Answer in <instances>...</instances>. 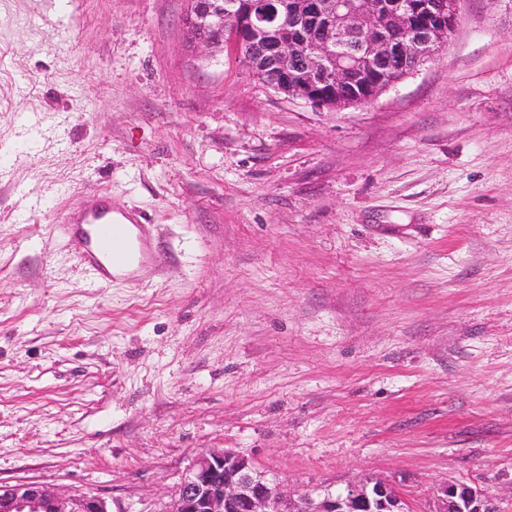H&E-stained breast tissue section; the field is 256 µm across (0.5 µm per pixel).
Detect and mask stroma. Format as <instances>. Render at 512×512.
<instances>
[{
  "instance_id": "35a3bbf8",
  "label": "stroma",
  "mask_w": 512,
  "mask_h": 512,
  "mask_svg": "<svg viewBox=\"0 0 512 512\" xmlns=\"http://www.w3.org/2000/svg\"><path fill=\"white\" fill-rule=\"evenodd\" d=\"M185 9L0 0V481L168 512L224 450L291 496L512 512V0L341 112ZM105 191L168 269L93 284L59 221ZM440 493L439 512H501L492 497L467 485H446Z\"/></svg>"
}]
</instances>
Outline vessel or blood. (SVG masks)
Here are the masks:
<instances>
[{
    "instance_id": "1",
    "label": "vessel or blood",
    "mask_w": 512,
    "mask_h": 512,
    "mask_svg": "<svg viewBox=\"0 0 512 512\" xmlns=\"http://www.w3.org/2000/svg\"><path fill=\"white\" fill-rule=\"evenodd\" d=\"M61 227L70 250L98 286L134 280L144 265L160 257L140 213L113 208L108 196L70 209Z\"/></svg>"
}]
</instances>
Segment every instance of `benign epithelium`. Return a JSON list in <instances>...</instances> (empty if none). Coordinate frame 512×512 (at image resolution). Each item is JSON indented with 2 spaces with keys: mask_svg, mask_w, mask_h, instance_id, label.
Masks as SVG:
<instances>
[{
  "mask_svg": "<svg viewBox=\"0 0 512 512\" xmlns=\"http://www.w3.org/2000/svg\"><path fill=\"white\" fill-rule=\"evenodd\" d=\"M289 9L294 27L277 24V0H187L182 17L195 47L241 49L242 39L272 49L284 73L272 85L290 99L338 112L373 100L416 67L434 58L458 24L461 0H298ZM349 16L325 35L311 17ZM346 94L336 95V86ZM439 512H501L495 500L467 485L440 489ZM407 512L390 483H354L315 499L285 498L251 461L226 451L200 454L182 478L168 512H383L387 503ZM0 512H111L96 496L64 498L36 482H0Z\"/></svg>",
  "mask_w": 512,
  "mask_h": 512,
  "instance_id": "7a95c632",
  "label": "benign epithelium"
}]
</instances>
